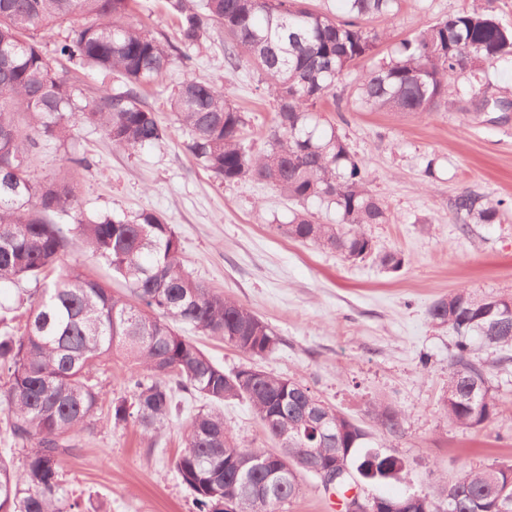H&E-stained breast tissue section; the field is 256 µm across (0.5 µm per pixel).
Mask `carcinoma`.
Instances as JSON below:
<instances>
[{"instance_id":"1","label":"carcinoma","mask_w":512,"mask_h":512,"mask_svg":"<svg viewBox=\"0 0 512 512\" xmlns=\"http://www.w3.org/2000/svg\"><path fill=\"white\" fill-rule=\"evenodd\" d=\"M176 20L175 36H155L135 18V0H0V290H17V303H0V411L6 415L9 453L23 455L17 468L0 452V512H72L63 472L76 438L94 428L102 410L98 373L120 356L128 367L125 389L108 413L132 423L151 443L182 413V395L206 401L183 429L176 471L193 494L195 512H224V490L239 492L238 512H279L302 493L298 463L312 458L325 467L348 462L354 477L332 490L348 507L346 493L404 478L406 462L371 444V434L330 407L323 436L318 423L294 427L297 404L315 399L309 388L265 372H231L216 364L180 326L224 340L254 357L271 354L279 340L251 308L192 277L170 224L154 210L132 215L88 212L79 201L83 154L68 153L60 169L39 177L38 150L66 146L75 127L100 129L113 147L128 153L162 143L169 134L144 95L175 60L212 29L224 32L231 68L249 62L259 73L275 113L267 150L245 144V115L224 96L220 81L187 77L174 89L170 109L188 136L198 164L226 184L267 182L297 208L278 225L301 243L338 253L347 261L374 259L397 272L405 259L377 252L364 232L389 221L387 207L369 189L363 162L318 103L333 93L354 64L372 54L383 33L366 18L396 15L399 0H344L347 17L307 6L306 0H163ZM476 6L425 25L402 40L394 56L361 75L356 106L415 116L436 111L449 80L478 79L485 67L512 58V28L491 7ZM73 69L115 74L118 83L89 96ZM333 208L338 219L320 222L312 207ZM463 223L493 224L496 205L463 191L454 199ZM103 262L126 292L116 293L91 268L67 264L73 241ZM512 297L478 298L457 288L428 310L432 324L456 337L448 361L443 410L463 428H479L496 414L487 365L474 342L512 359ZM25 308L24 325L16 326ZM245 401L277 448L246 447L224 423V404ZM391 434L402 415L383 403L368 411ZM294 469H289V466ZM453 488L450 509L439 495ZM368 512H512V464L463 468L450 485L402 496H361Z\"/></svg>"}]
</instances>
